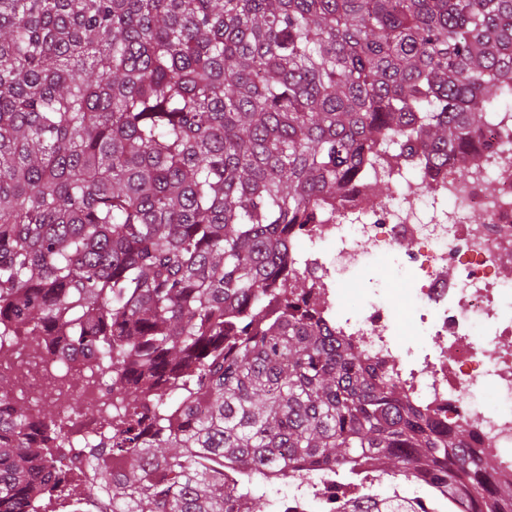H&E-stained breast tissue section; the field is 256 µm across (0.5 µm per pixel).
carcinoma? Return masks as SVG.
<instances>
[{"instance_id": "cac0c4a2", "label": "carcinoma", "mask_w": 512, "mask_h": 512, "mask_svg": "<svg viewBox=\"0 0 512 512\" xmlns=\"http://www.w3.org/2000/svg\"><path fill=\"white\" fill-rule=\"evenodd\" d=\"M503 101L512 0H0V330L30 356L61 336L120 386L103 512H237L226 462L368 465L512 512L491 458L286 298L306 278L274 287L288 234L378 153L426 189ZM63 437L0 383V512L68 466L41 448Z\"/></svg>"}]
</instances>
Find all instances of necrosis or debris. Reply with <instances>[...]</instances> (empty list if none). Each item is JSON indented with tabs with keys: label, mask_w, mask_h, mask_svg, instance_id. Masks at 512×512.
<instances>
[{
	"label": "necrosis or debris",
	"mask_w": 512,
	"mask_h": 512,
	"mask_svg": "<svg viewBox=\"0 0 512 512\" xmlns=\"http://www.w3.org/2000/svg\"><path fill=\"white\" fill-rule=\"evenodd\" d=\"M477 138L479 158L466 177L450 166L437 172L423 196L430 209L408 189L377 204L361 187L326 200L324 223L299 226L288 250L298 255L295 273L311 282L296 305L391 376L435 422L472 432L476 453L494 460L496 480L511 483L512 130L490 126ZM474 211L484 214V223H471ZM374 254L414 284V342L399 341L387 297L363 309L341 300L342 281ZM92 366L80 356L61 361L52 340L37 358L20 359L10 346L0 347V376L19 378L30 398L55 403L65 422L73 466L46 486L42 505L50 512L99 509L97 494L70 490L74 473L92 474L93 450L109 441L99 415L112 407L111 375L93 373L79 389L70 386L73 372ZM74 392L83 403L78 414L69 410ZM381 483L367 467L348 484L325 469L299 470L270 512H337L338 504Z\"/></svg>",
	"instance_id": "4bbe7bcc"
}]
</instances>
